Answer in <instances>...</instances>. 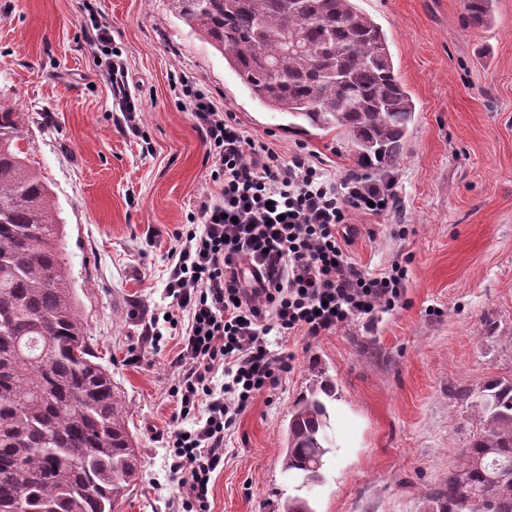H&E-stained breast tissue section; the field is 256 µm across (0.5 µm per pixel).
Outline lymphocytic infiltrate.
<instances>
[{
	"instance_id": "1",
	"label": "lymphocytic infiltrate",
	"mask_w": 512,
	"mask_h": 512,
	"mask_svg": "<svg viewBox=\"0 0 512 512\" xmlns=\"http://www.w3.org/2000/svg\"><path fill=\"white\" fill-rule=\"evenodd\" d=\"M182 96L214 159L216 190L200 198L198 224L178 228L167 253V322L181 341L173 361L181 372L178 416L192 422L173 431L168 446L184 512H209L225 438L255 396L277 388L290 369L272 339H315L374 322L398 306L405 272L396 264L368 272L346 255L351 215L393 208L392 174L335 177L305 147L285 158L245 135L203 91L187 84Z\"/></svg>"
}]
</instances>
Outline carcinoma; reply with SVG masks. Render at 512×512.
Returning <instances> with one entry per match:
<instances>
[{
	"instance_id": "carcinoma-1",
	"label": "carcinoma",
	"mask_w": 512,
	"mask_h": 512,
	"mask_svg": "<svg viewBox=\"0 0 512 512\" xmlns=\"http://www.w3.org/2000/svg\"><path fill=\"white\" fill-rule=\"evenodd\" d=\"M171 13L224 56L250 97L288 127L336 132L378 169L398 162L416 112L383 27L357 0H169ZM468 24L494 0H464ZM294 33L305 53L286 48ZM24 113L0 100V512H115L140 460L125 406L93 361L51 191L17 146ZM329 382L294 405L283 472L309 474L282 512H315L309 492L336 450ZM482 433L422 500L424 512H512V380L475 403Z\"/></svg>"
}]
</instances>
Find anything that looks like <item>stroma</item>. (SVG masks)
Listing matches in <instances>:
<instances>
[{"label":"stroma","instance_id":"stroma-1","mask_svg":"<svg viewBox=\"0 0 512 512\" xmlns=\"http://www.w3.org/2000/svg\"><path fill=\"white\" fill-rule=\"evenodd\" d=\"M359 5L385 30L416 112L395 205L352 216L348 254L372 272L401 265L403 298L374 323L287 339L292 368L238 416L211 512H280L288 413L322 372L336 388L338 450L311 493L316 512H421L479 436L473 403L486 382L512 378V0H496L483 28L468 26L463 0ZM101 22L112 41L100 50L89 37ZM115 53L141 103L131 123L105 74ZM183 78L280 154L303 144L336 176L366 172L335 133L288 131L251 100L168 0H0V100L25 114L18 146L53 194L91 347L139 451L120 512H172L179 495L165 448L179 339L155 345L141 332L169 303L170 237L213 188L208 148L175 89Z\"/></svg>","mask_w":512,"mask_h":512}]
</instances>
